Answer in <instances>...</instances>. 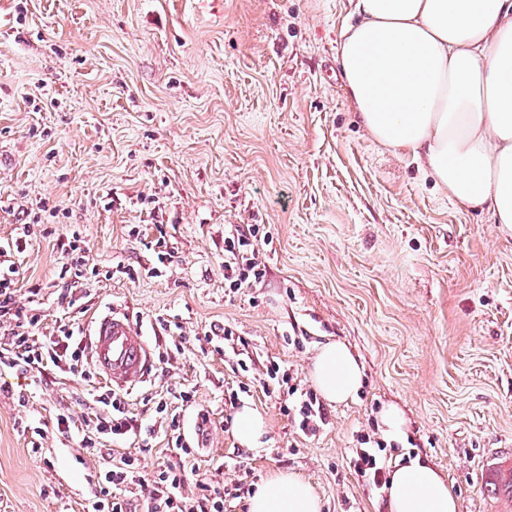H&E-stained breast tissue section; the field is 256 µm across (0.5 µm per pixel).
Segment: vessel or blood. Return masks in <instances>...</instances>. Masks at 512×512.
I'll use <instances>...</instances> for the list:
<instances>
[{"mask_svg":"<svg viewBox=\"0 0 512 512\" xmlns=\"http://www.w3.org/2000/svg\"><path fill=\"white\" fill-rule=\"evenodd\" d=\"M89 360L99 378L113 388L129 391L148 379L155 352L125 314L111 311L91 327ZM479 476L492 502L489 512H512V452L487 460Z\"/></svg>","mask_w":512,"mask_h":512,"instance_id":"1","label":"vessel or blood"}]
</instances>
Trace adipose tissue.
Returning a JSON list of instances; mask_svg holds the SVG:
<instances>
[{"label":"adipose tissue","mask_w":512,"mask_h":512,"mask_svg":"<svg viewBox=\"0 0 512 512\" xmlns=\"http://www.w3.org/2000/svg\"><path fill=\"white\" fill-rule=\"evenodd\" d=\"M338 56L349 103L370 138L425 160L449 199L512 224V0H353ZM312 380L331 404L352 400L361 364L322 345ZM387 512H460L441 472L415 457L389 474ZM249 512H320L312 487L278 472Z\"/></svg>","instance_id":"1"}]
</instances>
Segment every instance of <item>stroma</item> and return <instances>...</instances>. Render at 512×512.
Masks as SVG:
<instances>
[{"label": "stroma", "instance_id": "stroma-1", "mask_svg": "<svg viewBox=\"0 0 512 512\" xmlns=\"http://www.w3.org/2000/svg\"><path fill=\"white\" fill-rule=\"evenodd\" d=\"M349 10L0 0V251L17 268L18 306L41 317L37 345L116 308L154 347L148 381L124 396L131 432L102 441L113 459L135 454L144 478L178 461L172 414L193 448L186 496L199 481L242 477L253 491L295 472L321 512H385L384 491L349 458L394 404L407 426L387 461L422 456L461 512H485L481 462L512 449V226L372 141L337 60ZM230 224L264 235V277L235 292L224 286ZM24 227L26 248L12 252ZM65 232L85 244L82 277L62 270ZM331 339L358 357L364 383L307 436L282 411L286 388L266 392V368L313 388L312 359ZM106 388L62 367H0V512H86L103 460L54 419L108 417L94 398ZM233 391L263 415L262 447L238 445ZM30 424L44 430L36 453Z\"/></svg>", "mask_w": 512, "mask_h": 512}]
</instances>
